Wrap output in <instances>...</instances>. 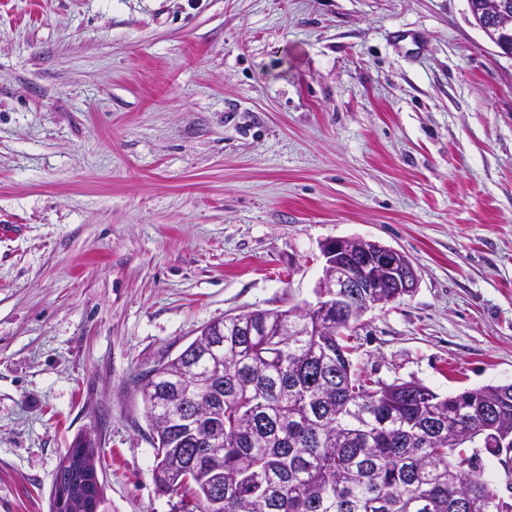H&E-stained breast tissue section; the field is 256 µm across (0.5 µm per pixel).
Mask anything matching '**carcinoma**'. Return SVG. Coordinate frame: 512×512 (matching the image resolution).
Segmentation results:
<instances>
[{
    "label": "carcinoma",
    "instance_id": "cac0c4a2",
    "mask_svg": "<svg viewBox=\"0 0 512 512\" xmlns=\"http://www.w3.org/2000/svg\"><path fill=\"white\" fill-rule=\"evenodd\" d=\"M336 317L297 308L224 318L223 353L197 376L211 411L193 408L172 378L196 342L145 376L155 480L183 491L182 512H512L474 444L512 476V391L501 385L441 396L413 381L358 376Z\"/></svg>",
    "mask_w": 512,
    "mask_h": 512
}]
</instances>
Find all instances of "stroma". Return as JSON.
I'll return each instance as SVG.
<instances>
[{"label":"stroma","instance_id":"obj_1","mask_svg":"<svg viewBox=\"0 0 512 512\" xmlns=\"http://www.w3.org/2000/svg\"><path fill=\"white\" fill-rule=\"evenodd\" d=\"M343 237L420 277L357 373L512 384V58L467 0H0V512L86 436L105 512H180L142 376Z\"/></svg>","mask_w":512,"mask_h":512}]
</instances>
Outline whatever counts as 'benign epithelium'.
Masks as SVG:
<instances>
[{
	"label": "benign epithelium",
	"instance_id": "7a95c632",
	"mask_svg": "<svg viewBox=\"0 0 512 512\" xmlns=\"http://www.w3.org/2000/svg\"><path fill=\"white\" fill-rule=\"evenodd\" d=\"M480 9L487 26L496 30L491 43L501 54L512 58V19L501 0H483ZM325 258L322 279L333 282L336 293L316 294V303L306 305L311 313L323 316L336 301V316L356 320L376 306L380 288L391 292L390 300L415 294L419 276L410 258L377 241H356L355 257H343L336 243L322 248ZM90 439L70 449L63 457L52 485L50 512H100L103 488L94 462Z\"/></svg>",
	"mask_w": 512,
	"mask_h": 512
}]
</instances>
